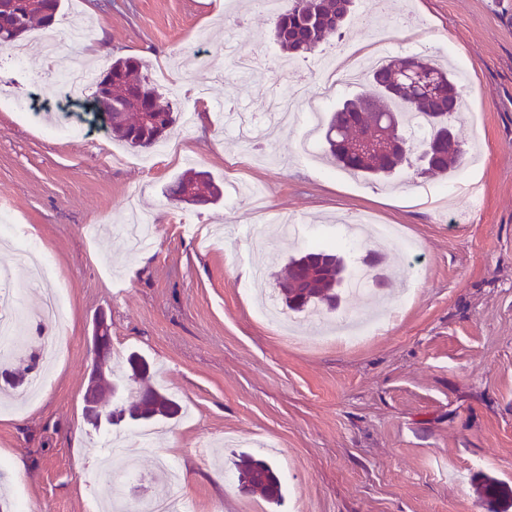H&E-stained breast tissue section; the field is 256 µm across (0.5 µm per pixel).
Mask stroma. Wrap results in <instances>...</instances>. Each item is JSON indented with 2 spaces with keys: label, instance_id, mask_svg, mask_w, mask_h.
Segmentation results:
<instances>
[{
  "label": "stroma",
  "instance_id": "obj_1",
  "mask_svg": "<svg viewBox=\"0 0 512 512\" xmlns=\"http://www.w3.org/2000/svg\"><path fill=\"white\" fill-rule=\"evenodd\" d=\"M86 2L64 0L58 24L107 43L104 62L145 61L177 121L167 143L126 147L82 111L91 88L58 84L66 44L23 70L0 50V98L31 101L26 112L0 107V199L52 262L43 285L13 280L28 310L57 287L67 299L41 394L0 412L8 499L88 512L87 481L111 432L125 437L113 466L132 461L142 474L121 496L133 504L151 492L158 468L135 438L140 423L96 430L83 415L103 312L116 376L136 356L148 384L193 411L157 420L155 446L177 463L194 512H512V0H354L351 40L376 47L381 17L391 56L458 64L455 131L478 161L430 180L423 198L408 169L387 185L304 160L301 127L271 145L239 133V115L267 122L281 87L273 13L250 0H97L91 14ZM237 55L259 58L261 77H238ZM49 113L82 136L47 133ZM191 169L221 187L218 203L168 197ZM369 214L400 239L379 256L371 241H343ZM314 241L351 271L375 260L387 280L288 337L256 302ZM349 316L384 327L350 345L334 335ZM267 443L276 505L240 489L234 468Z\"/></svg>",
  "mask_w": 512,
  "mask_h": 512
}]
</instances>
